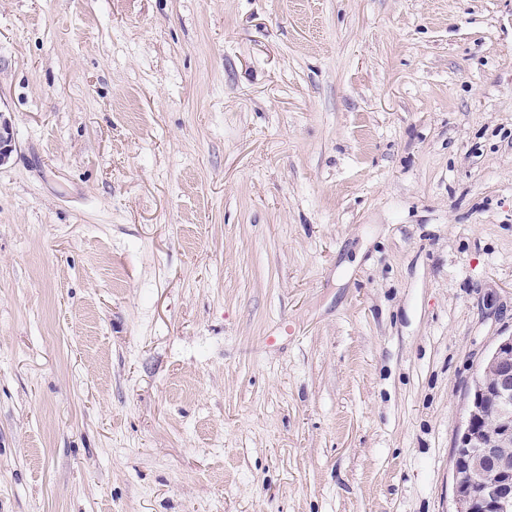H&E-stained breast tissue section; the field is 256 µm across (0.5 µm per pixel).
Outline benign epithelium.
I'll return each mask as SVG.
<instances>
[{"label": "benign epithelium", "instance_id": "benign-epithelium-1", "mask_svg": "<svg viewBox=\"0 0 512 512\" xmlns=\"http://www.w3.org/2000/svg\"><path fill=\"white\" fill-rule=\"evenodd\" d=\"M12 148L11 123L0 114V162ZM486 364L490 379H476L454 455L455 512H512V336L496 343ZM489 416L499 428L488 437L480 424Z\"/></svg>", "mask_w": 512, "mask_h": 512}]
</instances>
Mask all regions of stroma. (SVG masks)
<instances>
[{
    "mask_svg": "<svg viewBox=\"0 0 512 512\" xmlns=\"http://www.w3.org/2000/svg\"><path fill=\"white\" fill-rule=\"evenodd\" d=\"M0 113V512H455L512 0H0Z\"/></svg>",
    "mask_w": 512,
    "mask_h": 512,
    "instance_id": "35a3bbf8",
    "label": "stroma"
}]
</instances>
